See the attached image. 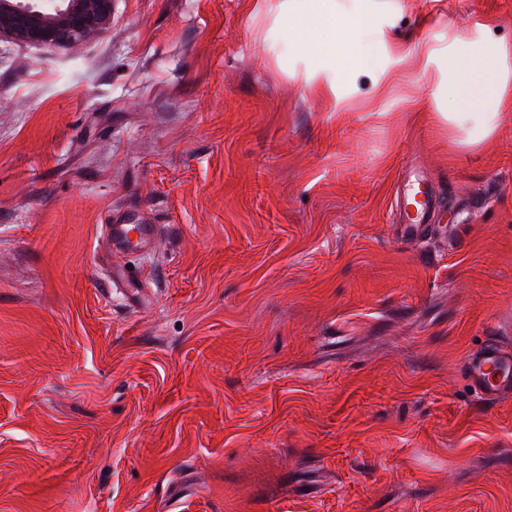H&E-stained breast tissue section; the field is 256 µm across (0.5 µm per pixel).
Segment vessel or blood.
Masks as SVG:
<instances>
[{"label":"vessel or blood","instance_id":"obj_1","mask_svg":"<svg viewBox=\"0 0 512 512\" xmlns=\"http://www.w3.org/2000/svg\"><path fill=\"white\" fill-rule=\"evenodd\" d=\"M408 188L399 199L398 220L394 226L400 239L418 240L428 235L432 227L426 218L435 203L433 180L412 171L407 177ZM101 232L109 245L102 258L103 268L113 287L135 289L142 282L125 265L112 261L113 254L125 252L128 243H136L141 254H149L157 241L159 227L155 224H133L121 214L113 215ZM462 373L469 388L482 399H495L512 394V347L491 342L471 351L462 364Z\"/></svg>","mask_w":512,"mask_h":512}]
</instances>
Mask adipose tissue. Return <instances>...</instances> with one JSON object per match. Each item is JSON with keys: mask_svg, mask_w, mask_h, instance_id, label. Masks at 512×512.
Instances as JSON below:
<instances>
[{"mask_svg": "<svg viewBox=\"0 0 512 512\" xmlns=\"http://www.w3.org/2000/svg\"><path fill=\"white\" fill-rule=\"evenodd\" d=\"M282 25L297 34L298 53L317 59L309 73L310 89L320 95L336 92V0H288ZM426 64L421 81L432 84L434 118L457 144L471 146L490 138L499 126L512 68V50L493 40L487 24L474 36L459 41L454 50L439 53L421 47Z\"/></svg>", "mask_w": 512, "mask_h": 512, "instance_id": "1", "label": "adipose tissue"}]
</instances>
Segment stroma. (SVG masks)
Segmentation results:
<instances>
[{"instance_id":"obj_1","label":"stroma","mask_w":512,"mask_h":512,"mask_svg":"<svg viewBox=\"0 0 512 512\" xmlns=\"http://www.w3.org/2000/svg\"><path fill=\"white\" fill-rule=\"evenodd\" d=\"M284 0H113L70 45L0 40V512H512V100L475 146L418 53L512 0H377L314 94ZM385 79L380 96L375 82ZM442 231L395 238L406 166ZM161 227L109 288L100 226ZM469 388L481 399L512 394V349L500 342L471 351L462 364Z\"/></svg>"}]
</instances>
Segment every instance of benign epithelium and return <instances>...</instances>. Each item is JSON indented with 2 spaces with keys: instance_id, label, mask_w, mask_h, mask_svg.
<instances>
[{
  "instance_id": "7a95c632",
  "label": "benign epithelium",
  "mask_w": 512,
  "mask_h": 512,
  "mask_svg": "<svg viewBox=\"0 0 512 512\" xmlns=\"http://www.w3.org/2000/svg\"><path fill=\"white\" fill-rule=\"evenodd\" d=\"M111 18L112 0H0V40L73 44L103 33Z\"/></svg>"
}]
</instances>
